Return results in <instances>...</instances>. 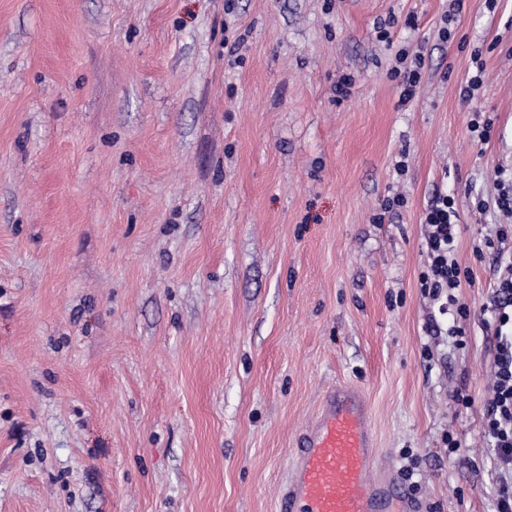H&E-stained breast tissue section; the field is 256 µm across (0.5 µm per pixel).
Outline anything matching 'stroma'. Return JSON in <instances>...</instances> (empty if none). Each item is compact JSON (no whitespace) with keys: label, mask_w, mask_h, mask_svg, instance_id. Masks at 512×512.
I'll list each match as a JSON object with an SVG mask.
<instances>
[{"label":"stroma","mask_w":512,"mask_h":512,"mask_svg":"<svg viewBox=\"0 0 512 512\" xmlns=\"http://www.w3.org/2000/svg\"><path fill=\"white\" fill-rule=\"evenodd\" d=\"M502 168L512 0H0V512H280L339 385L413 512H496ZM442 194L462 347L420 284ZM408 59V52L400 50L395 56L394 65L388 71L389 79L396 81L401 88L398 104L401 108L408 106L417 96L425 61L421 52L415 53L409 62Z\"/></svg>","instance_id":"obj_1"}]
</instances>
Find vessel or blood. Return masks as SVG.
<instances>
[{
    "label": "vessel or blood",
    "instance_id": "b4317fda",
    "mask_svg": "<svg viewBox=\"0 0 512 512\" xmlns=\"http://www.w3.org/2000/svg\"><path fill=\"white\" fill-rule=\"evenodd\" d=\"M373 439L356 390L330 392L303 437L281 512H408L405 497L371 478Z\"/></svg>",
    "mask_w": 512,
    "mask_h": 512
}]
</instances>
